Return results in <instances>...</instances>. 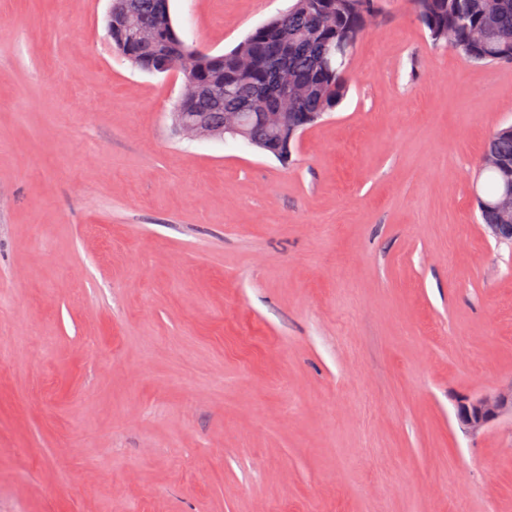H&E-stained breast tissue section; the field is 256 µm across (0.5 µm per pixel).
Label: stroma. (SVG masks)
<instances>
[{
    "mask_svg": "<svg viewBox=\"0 0 512 512\" xmlns=\"http://www.w3.org/2000/svg\"><path fill=\"white\" fill-rule=\"evenodd\" d=\"M292 0H170L221 55ZM109 0H0V512H512V245L474 197L512 63L408 0L287 161L189 140ZM507 417L512 421V381L493 392L457 401L456 419L471 434L481 433Z\"/></svg>",
    "mask_w": 512,
    "mask_h": 512,
    "instance_id": "stroma-1",
    "label": "stroma"
}]
</instances>
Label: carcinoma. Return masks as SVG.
<instances>
[{
  "mask_svg": "<svg viewBox=\"0 0 512 512\" xmlns=\"http://www.w3.org/2000/svg\"><path fill=\"white\" fill-rule=\"evenodd\" d=\"M122 11L147 26L145 39L129 36L112 18V45L135 67L159 73L168 62L204 93L181 94L175 111L204 116L213 125L247 113L286 112L288 126L274 131L254 123L245 127L247 143L278 157H288L283 140L288 128L310 127L320 112H331L347 95L344 72L357 45L372 25L374 0H294L289 9L253 29L222 55L204 53L177 33L169 0H118ZM433 46L452 50L476 63L512 62V0H409ZM293 78L288 98L278 96L283 73ZM229 87L222 97L211 90ZM485 152L508 166L485 169L477 197L482 223L503 224L494 202L512 178V128L493 131Z\"/></svg>",
  "mask_w": 512,
  "mask_h": 512,
  "instance_id": "1",
  "label": "carcinoma"
}]
</instances>
